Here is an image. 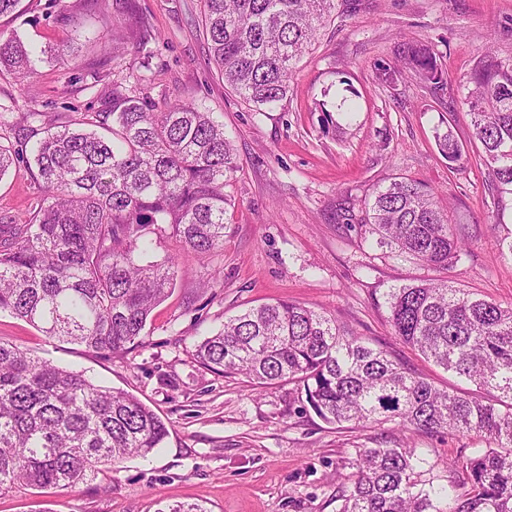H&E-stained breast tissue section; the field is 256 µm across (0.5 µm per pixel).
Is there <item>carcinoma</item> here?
I'll return each mask as SVG.
<instances>
[{"label":"carcinoma","instance_id":"cac0c4a2","mask_svg":"<svg viewBox=\"0 0 512 512\" xmlns=\"http://www.w3.org/2000/svg\"><path fill=\"white\" fill-rule=\"evenodd\" d=\"M203 2L208 50L224 85L263 112L287 99L297 64L326 22L344 14L346 0ZM151 40L135 35L144 69ZM2 67L28 78L32 50L17 39L0 41ZM378 71L389 84L407 71L435 89L447 84L425 41L404 44L399 63ZM463 104L500 203L512 196V62L484 51L467 76ZM96 124L103 132L66 126L38 140L34 161L47 197L30 221L0 220V311L49 337L122 355L141 341L174 284L172 267L140 260L149 235L166 227L189 251L222 246L225 188L240 165L224 126L182 96L156 103L116 82L112 111L98 113ZM435 142L448 165L466 158L451 131ZM18 161L20 152L0 145V177ZM359 224L377 245L437 269L466 253L435 192L412 178L377 189ZM385 304L395 335L476 392L437 388L327 313L284 301L226 321L197 346L196 360L259 388L295 383L327 424L486 442L466 461L469 492L447 497L443 509L421 488L426 460L414 449L361 448L337 495L338 512H512V305L446 281L391 288ZM167 436L162 418L134 395L0 341V490L17 482L69 488L151 453Z\"/></svg>","mask_w":512,"mask_h":512}]
</instances>
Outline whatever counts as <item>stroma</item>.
Listing matches in <instances>:
<instances>
[{"instance_id": "obj_1", "label": "stroma", "mask_w": 512, "mask_h": 512, "mask_svg": "<svg viewBox=\"0 0 512 512\" xmlns=\"http://www.w3.org/2000/svg\"><path fill=\"white\" fill-rule=\"evenodd\" d=\"M202 0H21L0 17V36L45 50L25 83L0 72V144L30 152L34 132L74 125L109 111L114 82L140 71L127 39L131 21L159 35L137 85L153 99L184 94L223 122L240 170L227 192L224 244L208 255L178 239L157 238L151 256L176 272L173 292L153 311L142 340L112 357L45 336L0 312V341L125 390L153 409L169 435L149 455L132 456L88 483L0 492V512H157L174 502L209 512H337L336 494L358 449L401 443L433 463L434 485L469 489L463 461L481 447L462 435L413 430L341 429L325 424L295 386L254 387L241 375L202 367L195 349L228 318L255 306L290 301L321 309L434 386L466 382L426 362L395 336L388 289L445 280L502 306L512 305V200L495 206L487 167L474 149L463 85L488 48L512 59V0H360L336 18L297 65L288 101L255 111L225 89L202 33ZM404 40L432 44L448 75L433 89L415 77L389 85L377 66ZM359 93V112L320 111L334 102L341 77ZM453 131L469 146L449 166L436 133ZM406 176L433 189L461 225L467 253L440 271L377 246L341 215ZM46 192L28 164L0 177V216L24 222ZM455 460V471L445 464Z\"/></svg>"}]
</instances>
